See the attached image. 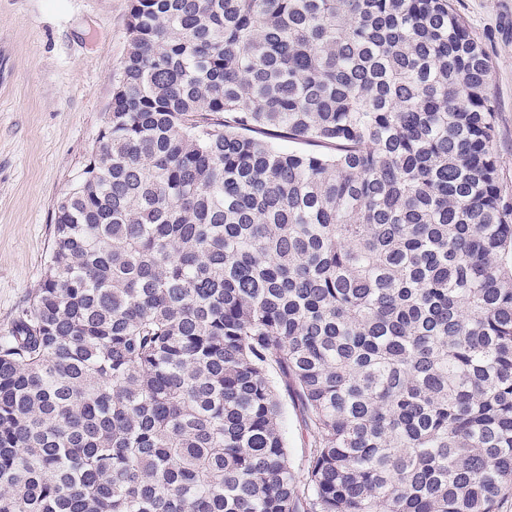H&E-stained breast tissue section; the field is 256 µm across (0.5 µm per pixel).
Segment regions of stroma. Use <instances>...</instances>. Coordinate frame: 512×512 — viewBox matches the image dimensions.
I'll use <instances>...</instances> for the list:
<instances>
[{
    "instance_id": "35a3bbf8",
    "label": "stroma",
    "mask_w": 512,
    "mask_h": 512,
    "mask_svg": "<svg viewBox=\"0 0 512 512\" xmlns=\"http://www.w3.org/2000/svg\"><path fill=\"white\" fill-rule=\"evenodd\" d=\"M492 65L499 184L512 197V0H452ZM131 0H0V335L45 278L58 201L112 101Z\"/></svg>"
}]
</instances>
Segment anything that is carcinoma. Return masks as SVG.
Masks as SVG:
<instances>
[{
  "mask_svg": "<svg viewBox=\"0 0 512 512\" xmlns=\"http://www.w3.org/2000/svg\"><path fill=\"white\" fill-rule=\"evenodd\" d=\"M127 34L0 336V512H500L512 202L449 0H132ZM286 400L287 405L283 425L288 435L293 467L297 473H301L305 464V456L308 449L306 445L310 436L302 426L299 417L296 416L295 409L290 399L286 397Z\"/></svg>",
  "mask_w": 512,
  "mask_h": 512,
  "instance_id": "obj_1",
  "label": "carcinoma"
}]
</instances>
